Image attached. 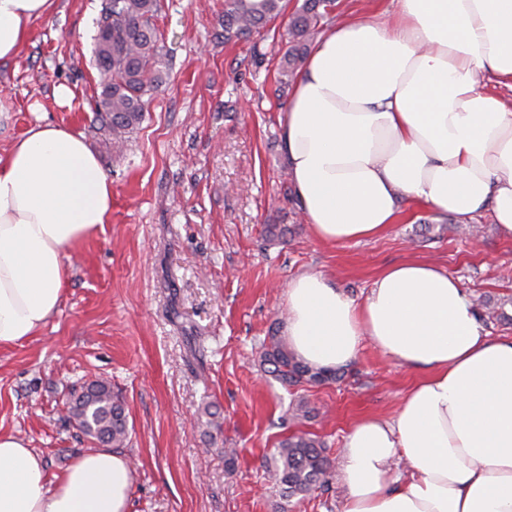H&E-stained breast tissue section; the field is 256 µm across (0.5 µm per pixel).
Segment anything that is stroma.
<instances>
[{
  "instance_id": "stroma-1",
  "label": "stroma",
  "mask_w": 512,
  "mask_h": 512,
  "mask_svg": "<svg viewBox=\"0 0 512 512\" xmlns=\"http://www.w3.org/2000/svg\"><path fill=\"white\" fill-rule=\"evenodd\" d=\"M106 0H55L21 53L0 62V150L36 124L83 135L112 182V216L71 255L57 312L21 345L0 348V432L25 440L55 478L96 451L67 419L72 391L103 378L125 400L130 512H341L345 490L282 495L268 479L286 435L320 437L333 464L363 417H391L423 372L364 343L338 381L284 388L259 345L285 332L288 285L326 275L363 302L385 268L436 265L471 299L491 300L490 336H512V239L490 211L471 233L452 216L403 201L397 224L328 245L312 234L282 161L287 98L276 77L287 16L276 34L225 43L224 0H162L156 24L168 78L123 151L94 121L100 94L94 38ZM67 87L69 104L54 91ZM284 227L273 237L269 225ZM304 404L308 417L287 422ZM218 409L210 424L206 408ZM238 451L227 471L224 451Z\"/></svg>"
}]
</instances>
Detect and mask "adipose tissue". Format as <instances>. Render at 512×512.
<instances>
[{"mask_svg": "<svg viewBox=\"0 0 512 512\" xmlns=\"http://www.w3.org/2000/svg\"><path fill=\"white\" fill-rule=\"evenodd\" d=\"M311 47L281 122L280 150L313 235L359 241L397 223L408 198L467 219L491 209L512 238V0H393ZM54 0H0V62ZM112 214V183L83 136L36 125L0 153V347L56 312L69 254ZM288 340L336 369L363 340L425 377L391 418L345 437L342 512H512V337L492 338L459 280L433 265L383 270L362 304L322 274L288 289ZM131 467L107 449L56 480L0 432V512H129Z\"/></svg>", "mask_w": 512, "mask_h": 512, "instance_id": "obj_1", "label": "adipose tissue"}]
</instances>
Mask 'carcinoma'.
<instances>
[{
    "mask_svg": "<svg viewBox=\"0 0 512 512\" xmlns=\"http://www.w3.org/2000/svg\"><path fill=\"white\" fill-rule=\"evenodd\" d=\"M160 0H106L93 51L101 93L96 102L99 130L112 135V146L124 144L147 111L145 96L168 75L167 53L154 19ZM336 0H302L288 22V46L280 61L278 92L288 93L302 66L308 43L332 18ZM282 0H225L224 40L246 38L267 28L283 13ZM261 365L284 387L322 385L338 379L341 369L316 368L299 358L273 331L263 340ZM85 437L109 448L129 439L124 398L111 383L95 380L73 395L68 407ZM331 460L324 445L305 434L279 443L272 478L288 497L305 495L328 485Z\"/></svg>",
    "mask_w": 512,
    "mask_h": 512,
    "instance_id": "cac0c4a2",
    "label": "carcinoma"
}]
</instances>
